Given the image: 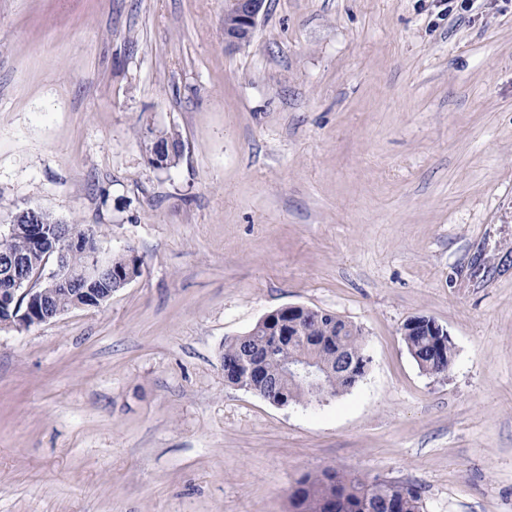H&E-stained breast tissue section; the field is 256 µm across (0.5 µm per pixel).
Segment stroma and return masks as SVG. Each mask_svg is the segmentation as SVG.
I'll list each match as a JSON object with an SVG mask.
<instances>
[{
  "mask_svg": "<svg viewBox=\"0 0 512 512\" xmlns=\"http://www.w3.org/2000/svg\"><path fill=\"white\" fill-rule=\"evenodd\" d=\"M28 208L143 271L0 328V512H292L325 469L512 512V0H265L234 51L224 0H0V225ZM288 305L361 330L358 385L225 383V340ZM417 334L425 336H416ZM401 335L405 336L403 340L406 347L422 370L429 372L437 365L431 374L438 375L448 371L451 365L453 346L450 359L448 360L446 354L444 359L438 362L439 353L435 348L433 336L436 338L438 347L446 346L449 342L452 344V341L448 331L436 321L425 316L411 318L403 325Z\"/></svg>",
  "mask_w": 512,
  "mask_h": 512,
  "instance_id": "obj_1",
  "label": "stroma"
}]
</instances>
